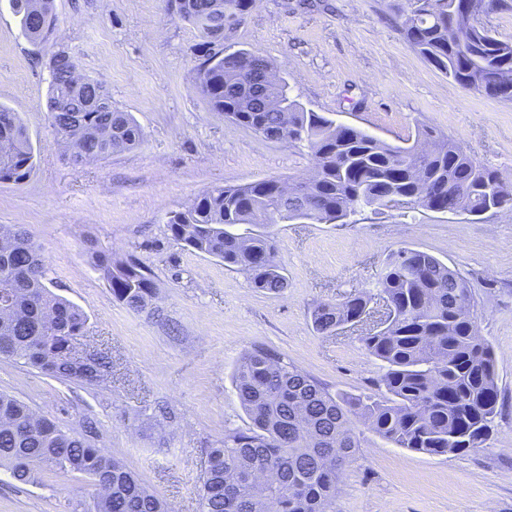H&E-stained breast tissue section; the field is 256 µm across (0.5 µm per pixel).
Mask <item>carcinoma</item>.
I'll return each instance as SVG.
<instances>
[{
	"instance_id": "carcinoma-1",
	"label": "carcinoma",
	"mask_w": 512,
	"mask_h": 512,
	"mask_svg": "<svg viewBox=\"0 0 512 512\" xmlns=\"http://www.w3.org/2000/svg\"><path fill=\"white\" fill-rule=\"evenodd\" d=\"M465 0H390V9L413 49L461 88L512 100L499 89L512 75V41L488 28L472 29ZM254 0H169L199 33L201 45L224 42ZM23 35L35 46L50 43L54 0H8ZM70 53L50 58L45 101L51 126L70 162L81 166L136 148L143 139L131 113L112 107L98 82L77 74ZM196 88L211 109L236 126L272 142L304 143L314 173L288 184L269 177L213 187L183 211L169 213L173 240L250 275L254 287L279 294L287 288L268 226L300 219L337 224L365 208L394 201L432 212L478 213L487 188L503 191L498 173L464 146L424 128V145H392L353 125L338 123L290 97L277 66L250 50L208 52ZM33 148L19 113L0 105V183L25 182ZM90 262L128 309L143 312L155 296L146 268L134 260L90 252ZM0 357L40 374L90 385L111 369L97 353L72 357L87 316L45 284V257L19 224H0ZM397 318L360 337L382 363L380 393L336 396L314 378L257 349L237 362L233 381L251 421L208 449L202 512H332L344 467L358 440L359 421L381 439L411 451L442 456L479 447L499 414L500 391L492 346L478 329L468 281L435 256L401 248L386 262L379 282ZM372 294L358 292L321 302L311 312L316 332L333 335ZM87 476L97 495L94 512H168L125 465L78 435L37 415L26 403L0 394V467L26 483L36 466Z\"/></svg>"
}]
</instances>
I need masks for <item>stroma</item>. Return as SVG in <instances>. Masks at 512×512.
<instances>
[{"label":"stroma","instance_id":"obj_1","mask_svg":"<svg viewBox=\"0 0 512 512\" xmlns=\"http://www.w3.org/2000/svg\"><path fill=\"white\" fill-rule=\"evenodd\" d=\"M256 0L227 35L232 49L271 59L305 107L393 145L434 128L512 182V101L467 91L410 46L388 0ZM52 46L102 83L113 107L143 129L133 150L72 165L43 110L51 48L29 43L0 5V105L19 112L34 150L22 185L0 183V224L24 225L48 259L46 284L88 317L80 339L112 363L95 388L47 378L0 358V393L74 432L93 424L96 447L120 460L169 512H200L208 449L250 421L233 386L236 363L261 347L332 393L376 390L382 373L359 338L384 306L378 283L390 254L415 248L470 282L478 328L497 357L501 413L488 439L462 455L395 447L363 425L333 512H512V209L480 217L399 205L343 224L272 225L288 286L269 294L245 273L171 239L169 212L202 192L311 174L307 147L272 142L213 112L197 91L200 38L166 0H55ZM136 259L157 288L154 309L116 301L87 255ZM367 291L364 322L321 335L319 302ZM92 481L35 468L21 484L0 468V512H91Z\"/></svg>","mask_w":512,"mask_h":512}]
</instances>
